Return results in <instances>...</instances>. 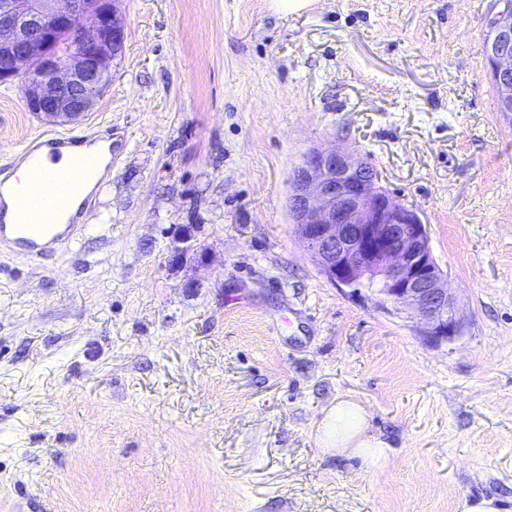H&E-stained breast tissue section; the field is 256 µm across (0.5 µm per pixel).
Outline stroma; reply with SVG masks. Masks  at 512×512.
I'll return each instance as SVG.
<instances>
[{"instance_id":"obj_1","label":"stroma","mask_w":512,"mask_h":512,"mask_svg":"<svg viewBox=\"0 0 512 512\" xmlns=\"http://www.w3.org/2000/svg\"><path fill=\"white\" fill-rule=\"evenodd\" d=\"M117 0L85 238L0 253V512H512V121L498 0ZM0 84V164L53 127ZM362 157L427 225L465 324L331 283L289 211L310 148ZM193 249L168 261L182 230ZM348 398L386 467L326 455ZM502 2L503 8L488 22L486 50L490 78L499 94L500 111L512 117V2Z\"/></svg>"}]
</instances>
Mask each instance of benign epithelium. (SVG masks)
<instances>
[{
    "label": "benign epithelium",
    "instance_id": "1",
    "mask_svg": "<svg viewBox=\"0 0 512 512\" xmlns=\"http://www.w3.org/2000/svg\"><path fill=\"white\" fill-rule=\"evenodd\" d=\"M502 2L488 22L486 50L500 111L512 117V0ZM126 38L114 0H0V83L28 67V110L50 123L77 122L97 105ZM369 170L349 153L307 151L290 177L299 237L331 283L363 288L383 309L412 311L431 343L459 338L464 323L427 225L383 192ZM190 249V237L180 235L170 256L180 263Z\"/></svg>",
    "mask_w": 512,
    "mask_h": 512
}]
</instances>
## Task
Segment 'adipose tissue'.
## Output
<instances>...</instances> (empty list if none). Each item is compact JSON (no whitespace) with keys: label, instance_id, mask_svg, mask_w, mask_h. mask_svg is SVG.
Wrapping results in <instances>:
<instances>
[{"label":"adipose tissue","instance_id":"1","mask_svg":"<svg viewBox=\"0 0 512 512\" xmlns=\"http://www.w3.org/2000/svg\"><path fill=\"white\" fill-rule=\"evenodd\" d=\"M316 444L321 452L358 459L368 471L380 469L388 461V443L369 432L366 411L347 399L324 412L317 425Z\"/></svg>","mask_w":512,"mask_h":512}]
</instances>
